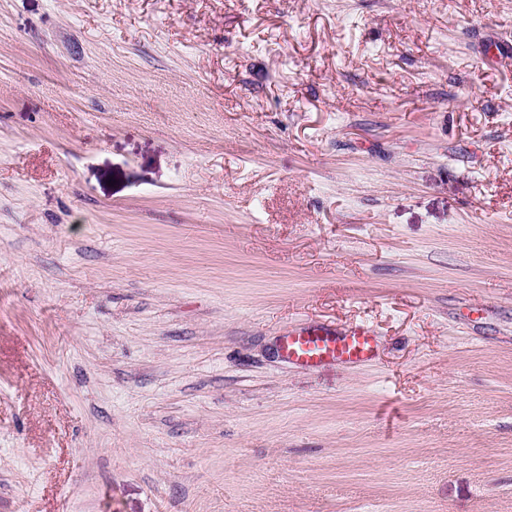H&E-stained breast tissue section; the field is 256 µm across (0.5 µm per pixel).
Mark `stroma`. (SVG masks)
I'll list each match as a JSON object with an SVG mask.
<instances>
[{
	"instance_id": "stroma-1",
	"label": "stroma",
	"mask_w": 512,
	"mask_h": 512,
	"mask_svg": "<svg viewBox=\"0 0 512 512\" xmlns=\"http://www.w3.org/2000/svg\"><path fill=\"white\" fill-rule=\"evenodd\" d=\"M512 0H0V512H512ZM365 323L305 368L288 327ZM375 348V334L364 325L346 328L329 324L288 327L279 339L282 357L307 368L330 362H361L371 358Z\"/></svg>"
}]
</instances>
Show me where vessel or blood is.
I'll return each mask as SVG.
<instances>
[{
	"mask_svg": "<svg viewBox=\"0 0 512 512\" xmlns=\"http://www.w3.org/2000/svg\"><path fill=\"white\" fill-rule=\"evenodd\" d=\"M375 348V334L364 325L339 328L322 324L289 328L279 339L282 357L307 368L330 362H361L371 358Z\"/></svg>",
	"mask_w": 512,
	"mask_h": 512,
	"instance_id": "obj_1",
	"label": "vessel or blood"
}]
</instances>
